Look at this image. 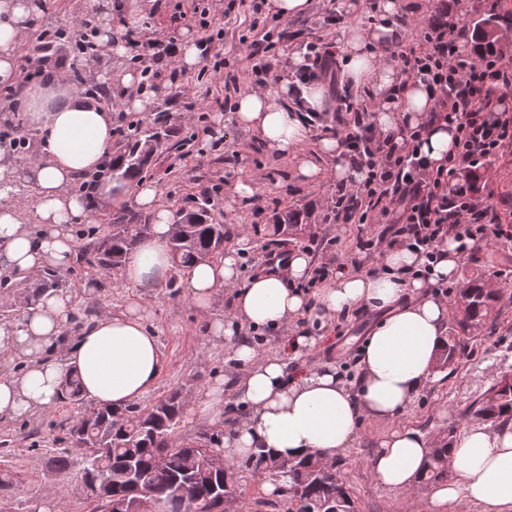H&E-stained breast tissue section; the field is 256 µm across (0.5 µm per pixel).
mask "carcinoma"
<instances>
[{"label":"carcinoma","mask_w":512,"mask_h":512,"mask_svg":"<svg viewBox=\"0 0 512 512\" xmlns=\"http://www.w3.org/2000/svg\"><path fill=\"white\" fill-rule=\"evenodd\" d=\"M509 22L512 23V11L474 21L471 32L473 50L493 49V30ZM75 80L87 95L110 101L105 85L94 77L77 70ZM170 137L171 130L167 127L135 126L126 135L124 150L112 156V176L118 179L139 176L149 163L153 150ZM175 223L186 224L191 229L188 238L170 241V247L177 254L175 261L181 269L214 258L218 244L228 235L224 225L213 222L203 204L177 211ZM126 224L139 225L142 234L150 228L141 213L131 208L117 210L109 218V225L78 252L77 262H93L105 271L121 267L123 258L137 242V238L126 234ZM60 284V276L55 271L44 272L38 288L27 293V305H36L45 292ZM501 298L499 289L487 287L479 274L469 276L456 290L448 339L440 353L442 367L455 365L478 332L497 321ZM80 400L81 382L71 376L62 386L59 401L73 403ZM91 411L96 413L94 419L81 417L63 426L67 440L87 445L78 477L87 503L86 512H124L123 504L134 487L154 492L162 500L165 512H191L194 499H207L215 505L221 500L226 487L233 485L229 474L222 475L210 465L220 445L214 435L201 431L188 440L179 442L175 439L183 413L179 394H168L145 408L130 406L117 411L93 407ZM466 415L493 427L512 428V374L504 372L469 405ZM453 438L450 430L447 436L434 442L421 473L420 484L435 485L448 480L450 469L444 466V461L448 459ZM176 446L197 454L195 468H187L182 453L172 451ZM268 460L269 454L263 450L252 456V473L259 484L267 480L264 464ZM49 465L57 473L68 475L71 466L68 449L64 448L50 457ZM101 471L112 473V484L103 486L97 482L96 474ZM277 482L280 499L267 498L259 491L257 496L247 501V505L253 506L255 512H279L283 505L286 512H357L355 500L341 479L316 472L309 458L288 462V468L279 473ZM181 487L186 488V494H175V490Z\"/></svg>","instance_id":"1"}]
</instances>
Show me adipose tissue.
I'll list each match as a JSON object with an SVG mask.
<instances>
[{
	"instance_id": "obj_1",
	"label": "adipose tissue",
	"mask_w": 512,
	"mask_h": 512,
	"mask_svg": "<svg viewBox=\"0 0 512 512\" xmlns=\"http://www.w3.org/2000/svg\"><path fill=\"white\" fill-rule=\"evenodd\" d=\"M401 0H380L367 27L348 25L334 37L344 59L343 75L372 97V122L385 134L425 126L420 152L437 168L455 150L456 131L446 124L427 125L433 101L425 84L403 81L386 58L398 33ZM42 0H0V82L14 83L18 50L39 27ZM302 58L290 52L275 81L254 86L235 108L238 125L253 131L271 150L291 156L307 186L323 178L358 179L334 136L314 138L293 105L289 92ZM124 108L151 111L154 96L140 90L129 71L102 73ZM14 111L40 135L36 158L20 164L7 141H0V272L35 277L49 268H70L76 257L74 225L86 221L90 206L72 190L83 176L100 169L111 155L112 112L76 92L67 69L47 73L43 83L26 87ZM34 196V221L23 223L14 199L18 186ZM101 201H129L148 213V234L123 262L122 281L131 294L122 311L85 323L72 341L63 334L73 316L72 296L47 292L37 307L0 323V420H15L51 409L68 375L79 378L95 406L125 409L151 392L163 368V356L149 324L150 308L140 287L169 275L171 210L158 186L126 179L101 183ZM450 239L427 278L417 277L424 259L405 247L386 249L381 266L362 274L348 269L308 292L298 284L309 278L313 259L292 250L283 272L239 275L235 253L201 262L184 272L189 300L205 320L208 333L223 340L240 373L233 382L216 377L198 414L222 434L220 453L237 463L264 449L278 460L309 455L335 462L349 448L369 416H399L427 385L441 380L436 367L447 340L448 304L439 286L458 279L461 253ZM231 295L229 312L214 316L220 291ZM363 309L377 319L359 351L357 375L345 380L334 363L306 365L304 356L322 340L336 319ZM289 332L283 354L261 356L242 340L243 329ZM232 390L239 407L226 419L224 392ZM432 441L412 427L392 431L372 460L379 483L410 491L417 483ZM452 478L432 493L436 512H456L464 504L480 512H512V431L465 426L450 451Z\"/></svg>"
}]
</instances>
